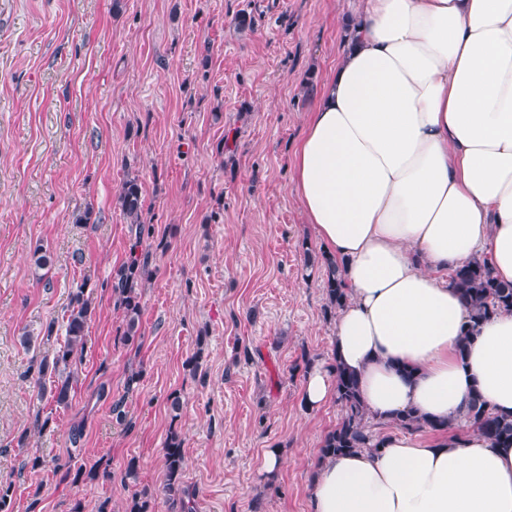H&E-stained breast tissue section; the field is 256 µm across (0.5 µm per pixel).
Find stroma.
Here are the masks:
<instances>
[{
	"mask_svg": "<svg viewBox=\"0 0 512 512\" xmlns=\"http://www.w3.org/2000/svg\"><path fill=\"white\" fill-rule=\"evenodd\" d=\"M361 7L123 0L116 14L112 0H0V486L14 512H123L144 491L152 512H310L341 408L302 399L307 366L334 362L335 318L324 264L305 263L320 245L294 149L340 57V22ZM130 176L152 227L132 339L112 291L133 243L118 199ZM80 287L94 310L60 406L35 379ZM174 430L187 460L175 505L160 492ZM273 448L283 464L270 475Z\"/></svg>",
	"mask_w": 512,
	"mask_h": 512,
	"instance_id": "35a3bbf8",
	"label": "stroma"
}]
</instances>
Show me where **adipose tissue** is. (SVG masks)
Segmentation results:
<instances>
[{"instance_id":"adipose-tissue-1","label":"adipose tissue","mask_w":512,"mask_h":512,"mask_svg":"<svg viewBox=\"0 0 512 512\" xmlns=\"http://www.w3.org/2000/svg\"><path fill=\"white\" fill-rule=\"evenodd\" d=\"M293 182L348 290L334 357L363 405L450 425L320 460L312 512H512V440L464 418L475 396L512 417V312L461 350L450 277L480 259L512 284V0H363Z\"/></svg>"}]
</instances>
